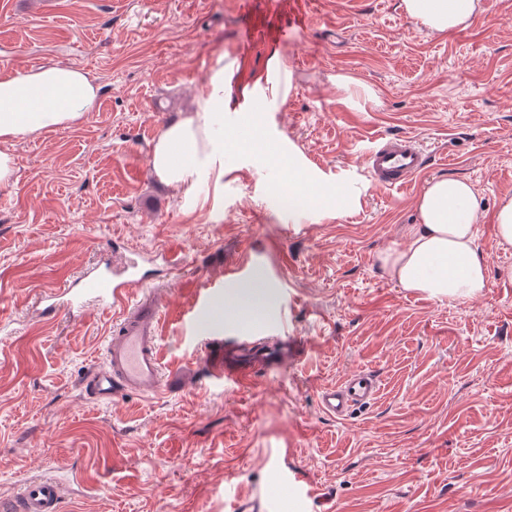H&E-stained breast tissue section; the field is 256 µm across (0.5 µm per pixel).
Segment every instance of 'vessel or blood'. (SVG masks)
Wrapping results in <instances>:
<instances>
[{"instance_id":"obj_1","label":"vessel or blood","mask_w":512,"mask_h":512,"mask_svg":"<svg viewBox=\"0 0 512 512\" xmlns=\"http://www.w3.org/2000/svg\"><path fill=\"white\" fill-rule=\"evenodd\" d=\"M309 18L305 0H275L262 22L245 24L236 49L248 52L261 42L285 43L294 40ZM366 174L381 189H404L412 185L428 167V156L414 138L403 135L381 137L365 160ZM42 316L83 313L93 305L102 310L118 309L105 346L103 365L92 367L83 376L82 386L94 399H112L128 394L148 396L164 391L171 383L159 353V336L166 318L162 297L150 282L140 277L134 263L106 271L90 268L77 280L45 293ZM209 355L212 380L239 387L254 384L271 354L255 348L246 337H237L234 350H227L223 338H215ZM380 390L372 374H351L318 392L320 410L329 417L345 419L354 409L371 404ZM65 481L62 477L35 476L23 482L16 496L0 500V512H63Z\"/></svg>"}]
</instances>
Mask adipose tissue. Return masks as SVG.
<instances>
[{
	"label": "adipose tissue",
	"mask_w": 512,
	"mask_h": 512,
	"mask_svg": "<svg viewBox=\"0 0 512 512\" xmlns=\"http://www.w3.org/2000/svg\"><path fill=\"white\" fill-rule=\"evenodd\" d=\"M405 13L439 35L463 28L479 0H402ZM286 64L271 54L262 73L245 76L239 59L216 62L188 112L167 125L153 144L155 175L183 196L197 194L202 180L224 181V115L240 113L250 137L244 146L255 169L277 162L290 170L275 193L300 201L306 214L335 218L358 206L361 191L304 168L292 146L269 138L260 114L267 104L286 100ZM99 83L87 72L61 65L0 73V186L12 183V145L27 137L73 126L94 111ZM419 222L406 243L379 257L391 280L405 290L435 299L467 301L488 286L486 262L476 246L482 199L472 186L454 177L431 180L417 200Z\"/></svg>",
	"instance_id": "adipose-tissue-1"
}]
</instances>
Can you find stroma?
Returning <instances> with one entry per match:
<instances>
[{"instance_id": "35a3bbf8", "label": "stroma", "mask_w": 512, "mask_h": 512, "mask_svg": "<svg viewBox=\"0 0 512 512\" xmlns=\"http://www.w3.org/2000/svg\"><path fill=\"white\" fill-rule=\"evenodd\" d=\"M267 0H0V72L50 63L102 86L79 124L16 142V181L0 186V498L65 470L66 512H228L225 493L276 499L278 512H512V246L493 213L512 196V0H483L467 27L441 36L400 0H308L312 25L255 45L246 74L279 52L291 73L269 131L306 165L356 185L360 205L316 220L271 189L287 169L225 155L223 188L173 194L151 148L188 111L216 58L234 52L246 16ZM345 85H337V77ZM406 133L429 154L406 189L364 173L379 136ZM469 183L483 201L477 249L485 293L451 302L407 291L378 262L419 221L429 179ZM173 245L179 279L157 278L168 313L159 342L172 386L157 396L91 399L81 385L104 360L112 315L41 321L40 299L99 263L110 243ZM252 256L257 271L224 269ZM220 301L197 328L182 313L203 289ZM287 325L296 358L237 388L207 379L204 338L250 329L272 347ZM365 371L376 399L343 420L318 391ZM286 449L287 458L276 455ZM289 464L311 496L273 472Z\"/></svg>"}]
</instances>
